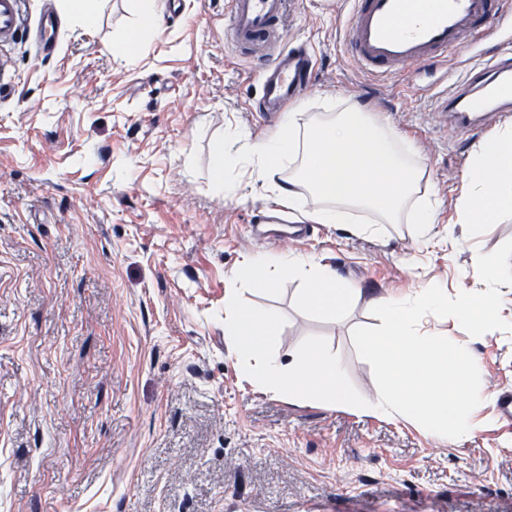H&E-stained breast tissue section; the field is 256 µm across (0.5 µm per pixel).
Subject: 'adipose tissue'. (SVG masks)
Returning a JSON list of instances; mask_svg holds the SVG:
<instances>
[{
  "label": "adipose tissue",
  "instance_id": "ef3b65f1",
  "mask_svg": "<svg viewBox=\"0 0 512 512\" xmlns=\"http://www.w3.org/2000/svg\"><path fill=\"white\" fill-rule=\"evenodd\" d=\"M382 125L345 108L325 121L310 122L299 132L295 113L286 114L273 137L250 144L249 152L261 176L278 174L285 161L296 167L284 182L274 183L289 208L303 207L305 192L320 197L323 208L313 214L320 224H342L353 208L375 213L384 224L410 218L417 238H428L434 222L430 203L416 201L423 178L407 164ZM512 178V130L483 142L468 173L464 217L478 225L490 220L501 206L512 203L502 185Z\"/></svg>",
  "mask_w": 512,
  "mask_h": 512
}]
</instances>
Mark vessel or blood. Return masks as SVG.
Wrapping results in <instances>:
<instances>
[{
  "label": "vessel or blood",
  "mask_w": 512,
  "mask_h": 512,
  "mask_svg": "<svg viewBox=\"0 0 512 512\" xmlns=\"http://www.w3.org/2000/svg\"><path fill=\"white\" fill-rule=\"evenodd\" d=\"M288 0H227L224 39L240 50L269 48L271 56L258 73L260 110L273 116L305 88L312 72L308 52L285 45L282 24ZM342 20L343 47L362 69L379 78L402 72L405 65L426 66L445 60L463 43L506 39L505 0H346ZM60 22L44 8L34 26H27L22 0H0V47L29 34L35 57L57 47ZM498 102L501 121H512V52L488 61L485 67L465 68L437 96L446 112L448 132L466 135L481 129L482 114L474 91Z\"/></svg>",
  "instance_id": "b4317fda"
}]
</instances>
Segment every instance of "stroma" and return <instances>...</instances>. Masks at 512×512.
I'll use <instances>...</instances> for the list:
<instances>
[{
	"label": "stroma",
	"instance_id": "1",
	"mask_svg": "<svg viewBox=\"0 0 512 512\" xmlns=\"http://www.w3.org/2000/svg\"><path fill=\"white\" fill-rule=\"evenodd\" d=\"M225 0L161 10L156 37L129 64L114 45L137 29L134 0H96L95 21L61 13L56 53L35 59L25 38L0 82V512H512V421L495 402L455 444L419 424L332 408L256 387L224 333V294L249 259L288 253L329 266L358 288L349 315L315 320L280 296L243 291L287 322L281 354L324 337L364 398L376 391L351 332L381 326L379 298L439 285L485 288L478 254L512 239V209L478 226L463 219L467 174L482 138H455L432 94L464 62L501 47L474 44L429 68L379 79L342 46L331 0H290L288 46L315 57L313 86L292 103L299 123L327 103L369 113L411 149L433 237L410 223L372 236L312 224L305 238L253 242L270 182L240 166L212 178L229 130L267 139L250 117L260 55L224 40ZM248 140V141H249ZM479 358L489 392L512 388V330L468 335L426 317Z\"/></svg>",
	"mask_w": 512,
	"mask_h": 512
}]
</instances>
